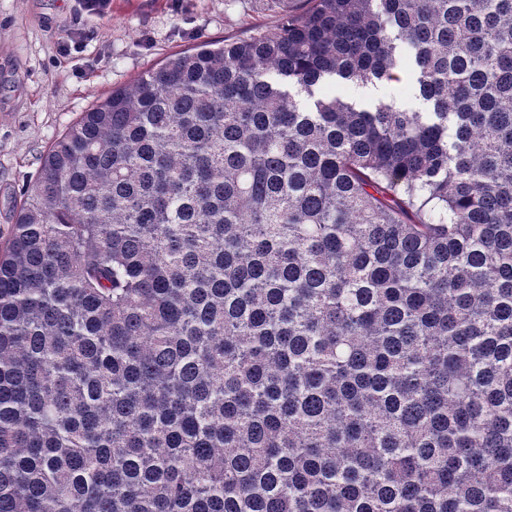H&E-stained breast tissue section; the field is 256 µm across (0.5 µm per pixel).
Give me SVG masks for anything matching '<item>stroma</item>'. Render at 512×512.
<instances>
[{
    "instance_id": "obj_1",
    "label": "stroma",
    "mask_w": 512,
    "mask_h": 512,
    "mask_svg": "<svg viewBox=\"0 0 512 512\" xmlns=\"http://www.w3.org/2000/svg\"><path fill=\"white\" fill-rule=\"evenodd\" d=\"M303 7L304 0H112L99 18L79 0H0V244L22 187L81 112L171 54L274 27Z\"/></svg>"
}]
</instances>
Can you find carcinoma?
Instances as JSON below:
<instances>
[{"label":"carcinoma","mask_w":512,"mask_h":512,"mask_svg":"<svg viewBox=\"0 0 512 512\" xmlns=\"http://www.w3.org/2000/svg\"><path fill=\"white\" fill-rule=\"evenodd\" d=\"M306 2L44 154L0 512H512V0ZM359 89L360 88L355 84L336 85L334 92L337 97L347 101L356 100L364 103H372L380 99L395 97L406 106L415 108L422 106V102L415 97L406 78H403L400 82L379 85V88L376 90V95L372 98L361 99L364 97L361 96Z\"/></svg>","instance_id":"1"}]
</instances>
